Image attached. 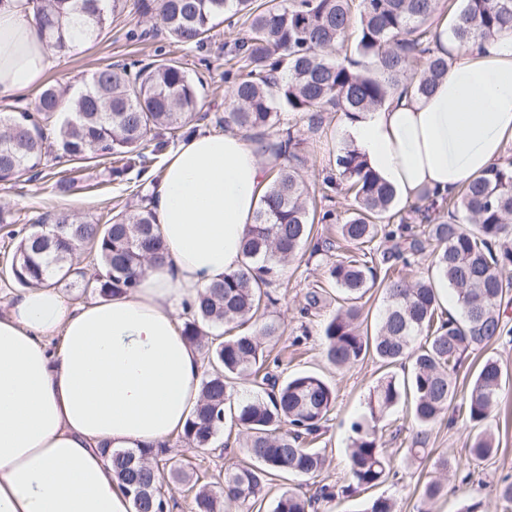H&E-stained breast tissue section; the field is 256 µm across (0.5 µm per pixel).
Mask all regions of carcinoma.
Segmentation results:
<instances>
[{
  "label": "carcinoma",
  "mask_w": 512,
  "mask_h": 512,
  "mask_svg": "<svg viewBox=\"0 0 512 512\" xmlns=\"http://www.w3.org/2000/svg\"><path fill=\"white\" fill-rule=\"evenodd\" d=\"M29 0L48 45L59 53L91 41L112 18L132 10L157 20L153 31L196 50L207 48L221 16L244 28L225 59L230 83L224 126H234L283 158L260 200L243 242L247 262L210 283L186 305L183 332L203 355L200 397L178 440L202 450L215 447L226 421L236 426L245 460L225 469L224 483L193 482L191 512H223L225 504L252 506L286 475L313 477L326 463L316 447L335 403L321 377L300 373L280 379L283 361L270 358L267 342L280 336L269 318L276 304L268 288L281 276L312 235L316 217L308 187L295 161L307 139L300 124L318 129L319 113L342 112L355 121L382 107L399 89L430 94L448 71L435 54L429 18L438 9L452 19L449 37L467 52L512 31V0ZM199 86L173 59L155 58L95 71L80 89L46 85L33 108L0 115V181L40 174L49 154L72 161L116 158L119 180L144 165V150L165 134L186 127L195 113ZM278 129V137L269 133ZM336 177L324 179L323 198L345 192L355 206L340 225L336 243L316 251L353 247L330 261L329 282L340 307L323 327L328 360L346 367L370 354L383 367L399 365L403 376L387 372L370 390L364 415L351 423L348 485L331 492L322 485L303 496L281 487L272 512H313L316 502L348 496L385 483L394 460L383 448L379 423L401 402L412 399L419 428L405 460L424 458L422 435L443 419L466 418L476 433L466 448L468 461L481 464L497 453L486 426L500 403L503 369L483 360L466 392L454 374L464 358L500 340L512 342L505 320L512 304V158L442 200L439 208L416 204L423 229L393 209L394 188L368 164L353 144L336 155ZM10 265L24 288L55 285L73 276L83 291L106 299L136 288L145 265L160 258L163 242L152 210L119 212L106 223L79 220L67 212L51 222L22 227ZM90 249V268L73 257ZM430 251L431 277L411 281L414 257ZM381 260H375V255ZM385 282V307L373 332L364 327L361 301L377 279ZM455 296L461 318L438 313V285ZM327 291L308 289L301 312L320 310ZM250 380L263 395L236 401V384ZM135 512H170L165 475L190 481L185 470H166V446L103 449ZM447 488L440 478L426 481L417 512Z\"/></svg>",
  "instance_id": "1"
}]
</instances>
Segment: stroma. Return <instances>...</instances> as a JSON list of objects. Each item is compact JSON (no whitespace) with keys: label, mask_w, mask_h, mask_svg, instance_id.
<instances>
[{"label":"stroma","mask_w":512,"mask_h":512,"mask_svg":"<svg viewBox=\"0 0 512 512\" xmlns=\"http://www.w3.org/2000/svg\"><path fill=\"white\" fill-rule=\"evenodd\" d=\"M151 27V18H138L125 14L115 18L97 40L77 47L73 52L60 56L48 72V82L63 86H79L93 72L107 65L121 64L133 59L154 58L156 51L178 60L183 69L194 78H201L203 87L195 114L189 121L191 128L220 133L219 117L224 114V97L228 85L224 81V54L240 37L239 28L219 24L214 30L210 48V66H202L197 52L183 49L163 36L136 42L129 31L135 25ZM347 134L341 126L338 114L322 115L321 128L312 134L308 146L301 153L300 173L310 191H320L326 177L335 175L329 163V154L338 150ZM166 149L152 153L144 173L128 174L124 181H110L109 165L99 159L83 161L60 160L53 166L54 172L74 178L70 195L54 192L50 181L21 176L9 182H0V208L10 211L15 225L0 224V313L8 310L11 302L21 292L12 279L8 263L16 245L11 235L13 226L31 224L37 217L60 211L81 219L103 220L108 215L139 207L144 197L150 196V182L157 178ZM328 281L326 258L321 254H303L289 262L275 284L276 304L271 312L281 327V338L269 346L271 354H283L288 361V374L309 372L326 380L334 389L336 401L320 439L326 450L327 462L318 477L293 478L290 486L314 492L322 484L340 485L348 477V448L352 433L350 423L365 411V401L370 388L381 375L375 359L365 357L346 368H336L326 357L322 329L336 313L335 295H328L323 306L310 321H302L300 308L308 288ZM309 335L302 345L293 340L301 329ZM488 353L501 364L505 375L502 382L501 406L489 421L496 436V456L480 465L467 462L464 449L471 437L470 426L464 420L441 422L428 430L426 446L430 450L427 459L404 464L403 450L417 432L410 416V407L400 404L383 421L382 443L395 461L397 475L388 482L367 492L349 498H339L320 503L318 512H364L369 499L385 495L395 499L397 512H416L419 487L423 481L439 476L438 463L448 460L451 468L447 476L448 491L435 501L432 512H459L464 500L482 501L485 512H504V505L496 496V485L504 475L512 476V342L492 344ZM227 450L202 451L178 441H171L167 454V466L176 470L193 467L208 481L224 478V468L230 458L238 456L242 437L237 428H225L222 436Z\"/></svg>","instance_id":"1"}]
</instances>
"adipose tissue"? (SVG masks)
<instances>
[{
    "label": "adipose tissue",
    "mask_w": 512,
    "mask_h": 512,
    "mask_svg": "<svg viewBox=\"0 0 512 512\" xmlns=\"http://www.w3.org/2000/svg\"><path fill=\"white\" fill-rule=\"evenodd\" d=\"M431 23L448 61L435 91L396 94L345 125L406 203L426 188L457 192L512 143V34L464 53L448 39L447 13ZM55 56L27 0H0V104L39 86ZM277 163L231 128L187 136L153 188L164 256L136 288L75 306L37 286L0 315V512H134L105 451L183 430L202 357L179 313L243 263Z\"/></svg>",
    "instance_id": "obj_1"
}]
</instances>
